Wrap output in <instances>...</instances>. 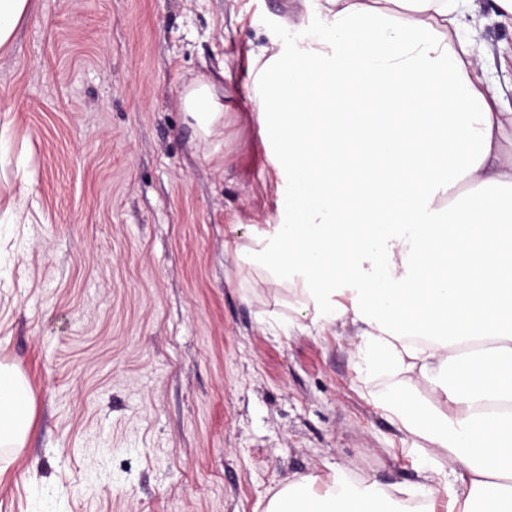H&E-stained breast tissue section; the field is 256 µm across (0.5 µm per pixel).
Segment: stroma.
<instances>
[{
  "instance_id": "stroma-1",
  "label": "stroma",
  "mask_w": 512,
  "mask_h": 512,
  "mask_svg": "<svg viewBox=\"0 0 512 512\" xmlns=\"http://www.w3.org/2000/svg\"><path fill=\"white\" fill-rule=\"evenodd\" d=\"M464 31L512 110V20L479 0ZM297 0H35L0 51V364L35 396L25 447L0 448V512H262L288 481L343 465L413 486L416 458L357 376L347 337L291 329L293 289L224 253L229 213L264 220L226 115L225 167L179 105L193 77L246 63Z\"/></svg>"
}]
</instances>
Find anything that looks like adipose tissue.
I'll list each match as a JSON object with an SVG mask.
<instances>
[{
  "label": "adipose tissue",
  "instance_id": "1",
  "mask_svg": "<svg viewBox=\"0 0 512 512\" xmlns=\"http://www.w3.org/2000/svg\"><path fill=\"white\" fill-rule=\"evenodd\" d=\"M315 23L245 42L252 162L274 187L262 225L229 219L225 253L292 285L300 315L352 331L364 381L418 457L419 506L348 468L288 482L263 512H512V111L459 34L469 0H304ZM181 109L223 169L221 80ZM430 394L412 408L406 387ZM35 397L0 365V446L23 447Z\"/></svg>",
  "mask_w": 512,
  "mask_h": 512
}]
</instances>
